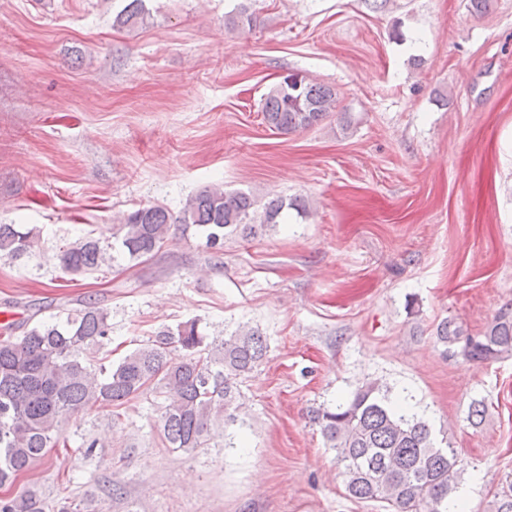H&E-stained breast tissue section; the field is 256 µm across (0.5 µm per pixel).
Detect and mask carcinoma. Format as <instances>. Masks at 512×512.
I'll return each instance as SVG.
<instances>
[{"label": "carcinoma", "mask_w": 512, "mask_h": 512, "mask_svg": "<svg viewBox=\"0 0 512 512\" xmlns=\"http://www.w3.org/2000/svg\"><path fill=\"white\" fill-rule=\"evenodd\" d=\"M253 0H239L224 15L228 29L251 27ZM150 17L145 0H127L114 25L133 28ZM336 91L327 85L289 74L264 95L263 121L288 134L312 128L336 111ZM306 210L302 200L261 202L252 194L228 192L214 183L187 199L178 214L161 205L128 211L112 225V248L140 260L158 252L171 227H192L206 247L218 253L224 240H247L278 224L287 208ZM40 241L23 224H0V255L20 257ZM99 239L86 234L60 255L65 275H81L108 264ZM112 333L111 312L87 306L63 318L41 322L21 336L0 340V487L14 482L50 448L67 445L62 422L71 414L101 404L120 405L152 388L164 397L161 431L169 447L208 448L214 427L236 422L242 407L238 384L263 361L266 340L257 331L240 328L224 338L205 335L195 320L164 329L143 341L118 363L91 362L90 355ZM446 345H461L474 362L512 355V313H497L476 336L444 320L436 330ZM182 355L173 360L172 351ZM329 447L336 450L344 486L356 500H380L395 512H464L452 503L463 468L455 449L439 447L428 422L409 413L376 382L358 388L352 399L311 411ZM0 512H45L40 493L29 488L0 496ZM490 512H512V482L492 493Z\"/></svg>", "instance_id": "1"}]
</instances>
